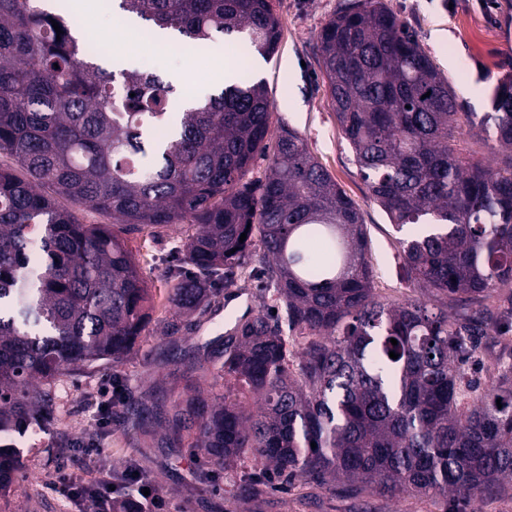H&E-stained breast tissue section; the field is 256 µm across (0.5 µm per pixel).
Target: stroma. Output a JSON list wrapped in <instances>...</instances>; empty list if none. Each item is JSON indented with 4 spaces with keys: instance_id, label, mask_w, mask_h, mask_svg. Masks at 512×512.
<instances>
[{
    "instance_id": "35a3bbf8",
    "label": "stroma",
    "mask_w": 512,
    "mask_h": 512,
    "mask_svg": "<svg viewBox=\"0 0 512 512\" xmlns=\"http://www.w3.org/2000/svg\"><path fill=\"white\" fill-rule=\"evenodd\" d=\"M349 0H273L281 38L269 59L255 56L244 45L236 47L234 77L241 81L263 80L273 104V122L297 130L317 161L360 210L370 240L369 257L380 295L395 301L410 292L402 278L399 235L383 208L374 201L355 162L331 105L322 75L316 42L325 23ZM388 8L413 33L434 65L445 72L464 111L484 114L491 105V91L512 76V0H385ZM142 35L106 53L102 64L112 67L114 58L130 67L162 75L182 87L185 96L202 97L217 91L222 81L214 73L210 57L191 52L167 58L146 51ZM189 232L179 225L161 229L158 238L132 235L129 246L154 297V308L133 353L122 363H93L77 374L54 382L57 398L48 423L37 429L0 432V445L20 451L19 473L12 486L0 493V512H78L56 486L61 473L89 478L96 466L113 476L129 468L159 485L168 512H471L469 507L442 497L406 496L387 502L364 492L357 497L302 481L289 488H273L262 499L237 496L233 487L238 473L204 465L195 449L167 448L160 435H147L127 423L115 411L107 427H100L93 404L99 391L122 379L125 389L138 396L158 392L183 394L186 386L178 366L165 362L166 328L179 327L180 347L191 355L203 353L230 327L232 319L257 313L262 301L256 282L242 276L214 299L200 317H174L168 292L166 260L175 242ZM469 366L479 388L492 383L500 366L512 364V326L501 323L488 337ZM96 441L103 453L90 457L82 445Z\"/></svg>"
}]
</instances>
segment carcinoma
<instances>
[{
  "instance_id": "cac0c4a2",
  "label": "carcinoma",
  "mask_w": 512,
  "mask_h": 512,
  "mask_svg": "<svg viewBox=\"0 0 512 512\" xmlns=\"http://www.w3.org/2000/svg\"><path fill=\"white\" fill-rule=\"evenodd\" d=\"M33 2L0 0V153L13 160L0 167V431L44 421L57 376L124 359L152 300L127 236L189 224L173 306L205 313L254 246L288 334L263 309L237 320L206 363L185 364L210 381L205 397L150 404L115 383L112 405L134 426L163 429L169 448L189 442L217 470L247 469L251 498L274 478L466 503L511 489L512 367L480 392L464 365L496 322L484 300L512 288V79L480 123L498 155L486 167L458 144L472 113L384 0H356L322 28L339 126L420 289L393 303L376 292L352 199L296 130L270 140L263 83L175 112L171 82L101 67L60 0ZM118 7L148 24L149 42L156 29L186 50L236 36L264 58L279 43L272 0ZM76 208L112 223L83 224ZM16 462L1 446L0 489Z\"/></svg>"
}]
</instances>
